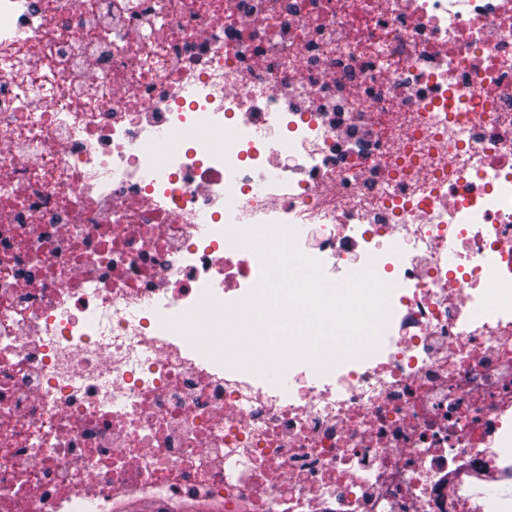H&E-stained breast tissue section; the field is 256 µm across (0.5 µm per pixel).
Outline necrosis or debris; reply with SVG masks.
Wrapping results in <instances>:
<instances>
[{"mask_svg": "<svg viewBox=\"0 0 512 512\" xmlns=\"http://www.w3.org/2000/svg\"><path fill=\"white\" fill-rule=\"evenodd\" d=\"M394 283L277 385L162 320L227 231ZM512 481V0H0V512H469Z\"/></svg>", "mask_w": 512, "mask_h": 512, "instance_id": "4bbe7bcc", "label": "necrosis or debris"}]
</instances>
